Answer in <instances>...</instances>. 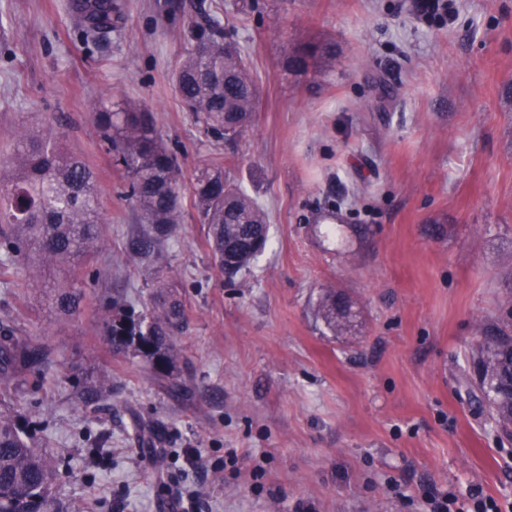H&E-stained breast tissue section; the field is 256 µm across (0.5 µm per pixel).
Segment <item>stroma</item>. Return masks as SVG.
I'll use <instances>...</instances> for the list:
<instances>
[{"label":"stroma","mask_w":512,"mask_h":512,"mask_svg":"<svg viewBox=\"0 0 512 512\" xmlns=\"http://www.w3.org/2000/svg\"><path fill=\"white\" fill-rule=\"evenodd\" d=\"M120 2L93 45L70 0H0V157L17 128L53 124L98 178L103 243L83 312L58 321L47 289L19 299L0 280V319L59 362L26 430L59 451L67 512H171L193 491L200 512H423L395 485L512 512V438L465 380L477 324L512 321V0H455L431 21L413 0H248L240 14L237 0ZM212 19L262 88L232 139L204 133L173 79L188 24ZM304 43L332 55L285 71ZM123 97L152 114L181 182L219 154L266 210L249 272L225 280L190 206L153 262L129 256L143 227L93 118ZM158 270L188 312L177 392L113 354L98 323L112 298L152 305ZM329 286L354 303L348 335L314 312ZM139 419L162 423L165 455L141 448Z\"/></svg>","instance_id":"stroma-1"}]
</instances>
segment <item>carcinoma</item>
Returning <instances> with one entry per match:
<instances>
[{
    "label": "carcinoma",
    "instance_id": "carcinoma-1",
    "mask_svg": "<svg viewBox=\"0 0 512 512\" xmlns=\"http://www.w3.org/2000/svg\"><path fill=\"white\" fill-rule=\"evenodd\" d=\"M84 18V32L95 41L112 30L122 5L117 0H74ZM192 47L175 73L186 110L204 131L219 138L240 134L257 111L261 92L248 57L227 38L219 21L189 27ZM327 54L305 45L285 61L291 72H305L311 61ZM101 137L126 177L125 197L137 220L148 230L130 242L140 259H150L184 217L176 159L163 145L153 118L143 105L121 98L94 108ZM193 205L207 225V241L217 268L232 281L249 269L259 251L253 237H268L265 210L224 177V160L214 157L194 175ZM98 186L84 159L67 153L62 134L53 127L23 129L14 136L13 152L0 158V265L22 267L29 277L23 288L41 287L44 276L63 272L49 295L55 317L74 318L86 299L84 263L101 245ZM158 300L150 309L135 310L119 299L106 305L100 329L112 349L147 363L162 379L172 376L180 361L176 340L186 321L183 302L166 292L173 284L154 281ZM345 294L326 288L314 303L316 314L333 336H344L354 321L336 315V301ZM473 363L479 376L472 387L500 431L512 435V335L496 325L477 326ZM59 364L33 336L16 323L0 321V512H65L57 499L61 478L58 456L21 435L20 423L31 413L21 391L44 390L58 380ZM141 447L158 451L160 430L136 423Z\"/></svg>",
    "mask_w": 512,
    "mask_h": 512
}]
</instances>
